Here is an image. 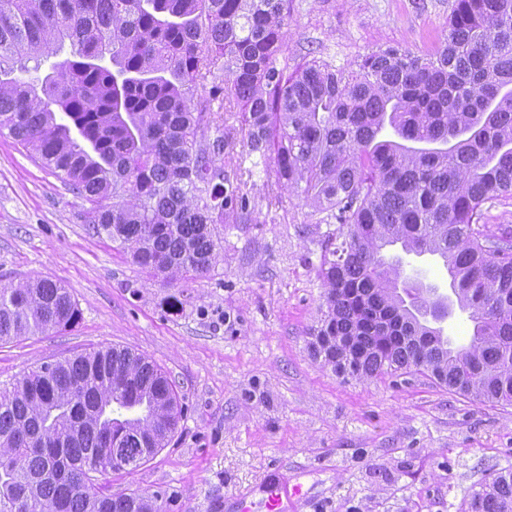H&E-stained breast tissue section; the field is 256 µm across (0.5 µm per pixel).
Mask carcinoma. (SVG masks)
Wrapping results in <instances>:
<instances>
[{
  "label": "carcinoma",
  "instance_id": "cac0c4a2",
  "mask_svg": "<svg viewBox=\"0 0 512 512\" xmlns=\"http://www.w3.org/2000/svg\"><path fill=\"white\" fill-rule=\"evenodd\" d=\"M289 9L0 0V133L85 201L94 233L166 282L214 271L215 225L249 220L246 182L220 164L243 134L272 186L339 224L321 255L314 356L344 378L414 372L511 405L512 235L482 219L485 203L512 197V0H454L444 45L380 48L351 72L324 60L288 70ZM67 44L70 56L50 62ZM221 60L228 80L212 83ZM218 98L238 125L211 109ZM397 243L443 259L474 323L468 346L451 347L433 326L439 307L381 255ZM79 319L59 281L0 286L1 344ZM182 417L166 373L128 348L35 367L0 387V512H162L158 494L99 495L82 477L95 463L112 471L116 447L137 470ZM468 512H512V468Z\"/></svg>",
  "mask_w": 512,
  "mask_h": 512
}]
</instances>
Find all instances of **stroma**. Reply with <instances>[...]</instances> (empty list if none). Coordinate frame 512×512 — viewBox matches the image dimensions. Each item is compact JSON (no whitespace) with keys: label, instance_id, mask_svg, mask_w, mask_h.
Instances as JSON below:
<instances>
[{"label":"stroma","instance_id":"35a3bbf8","mask_svg":"<svg viewBox=\"0 0 512 512\" xmlns=\"http://www.w3.org/2000/svg\"><path fill=\"white\" fill-rule=\"evenodd\" d=\"M453 0H292L286 53L354 69L391 45L422 54L448 34ZM252 170L254 221L221 224L210 275L169 284L84 221L83 200L13 138L0 136V284L61 281L78 323L0 344V383L116 346L174 383L184 416L165 448L111 492L162 494L163 512H233L266 480L302 484L297 512H461L493 468L512 465V405L480 402L423 374L342 379L314 358L318 268L335 224L302 196L268 199L243 141L226 174Z\"/></svg>","mask_w":512,"mask_h":512}]
</instances>
